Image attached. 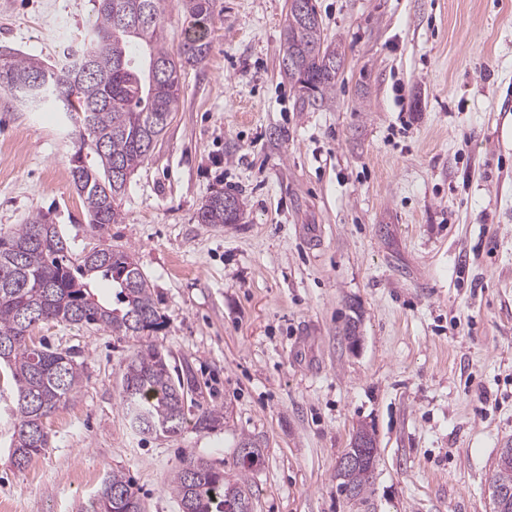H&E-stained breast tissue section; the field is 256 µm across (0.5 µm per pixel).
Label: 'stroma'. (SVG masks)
Segmentation results:
<instances>
[{"label":"stroma","instance_id":"35a3bbf8","mask_svg":"<svg viewBox=\"0 0 512 512\" xmlns=\"http://www.w3.org/2000/svg\"><path fill=\"white\" fill-rule=\"evenodd\" d=\"M314 3L344 56L329 107L300 109L280 71L288 0H214L210 53L184 69L121 222L98 233L71 182L75 122L0 93V233L39 212L76 248L130 251L162 321L140 337L39 325L83 383L20 470L0 376L6 512H90L115 469L145 512H178L180 461L232 470L244 437L262 449L253 512H490L512 443V0ZM94 4L0 0V52L64 63ZM223 191L239 221L199 223ZM145 340L193 388L174 435L125 417L124 368ZM210 409L219 421L196 428ZM362 428L373 482L350 500L336 468Z\"/></svg>","mask_w":512,"mask_h":512}]
</instances>
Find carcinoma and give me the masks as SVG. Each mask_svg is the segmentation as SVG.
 Instances as JSON below:
<instances>
[{"instance_id":"cac0c4a2","label":"carcinoma","mask_w":512,"mask_h":512,"mask_svg":"<svg viewBox=\"0 0 512 512\" xmlns=\"http://www.w3.org/2000/svg\"><path fill=\"white\" fill-rule=\"evenodd\" d=\"M301 0H289L282 44V73L297 87L301 106L319 110L336 90L342 56L324 35L321 19L310 6L306 19ZM193 22L177 52L164 41V0H96V24L89 42L66 70L53 72L48 85L34 89L24 82L45 69L37 59L0 58V91L22 95L27 103L53 102L79 117L82 144L93 154L90 164L78 154L72 185L92 228L103 230L122 219L121 200L132 174L149 156L154 143L177 110L181 71L209 54L212 0H181ZM69 83L62 98L55 85ZM242 211L239 198L224 206V193L210 195L198 211L201 224H234ZM103 258L74 253L70 242L45 215L0 235V368L18 392L13 464L23 468L48 444L40 434L43 419L76 393L81 365L68 351L35 344L32 332L43 322L94 325L115 335L137 336L161 325L152 291L132 254L106 248ZM112 281L118 307L95 301L90 281ZM188 389L173 376L166 354L147 344L129 358L122 378L121 401L126 417L143 434L176 433L185 419ZM248 456H237L233 477L202 457L183 461L170 479L179 512H233L252 500L249 474L262 459L256 440ZM339 493L362 496L372 484L364 471L336 473ZM492 484L512 490V460L496 462ZM93 512H144L132 480L121 470L107 475L92 502Z\"/></svg>"}]
</instances>
